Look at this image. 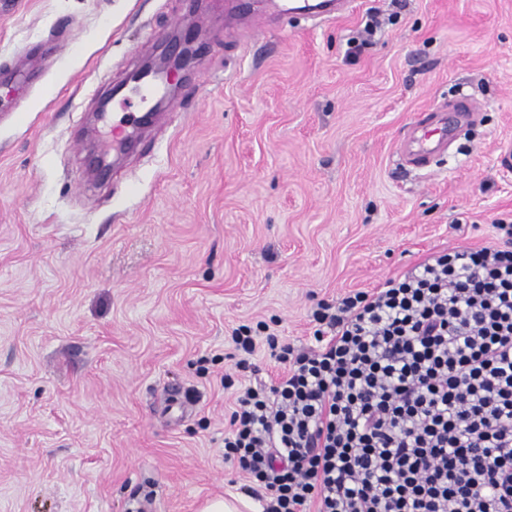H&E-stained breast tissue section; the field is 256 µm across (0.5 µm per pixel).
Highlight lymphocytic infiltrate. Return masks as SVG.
<instances>
[{
  "label": "lymphocytic infiltrate",
  "mask_w": 512,
  "mask_h": 512,
  "mask_svg": "<svg viewBox=\"0 0 512 512\" xmlns=\"http://www.w3.org/2000/svg\"><path fill=\"white\" fill-rule=\"evenodd\" d=\"M370 291L318 300L314 346L238 391L224 458L262 512H512V224Z\"/></svg>",
  "instance_id": "obj_1"
}]
</instances>
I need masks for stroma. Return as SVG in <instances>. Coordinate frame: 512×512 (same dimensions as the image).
I'll list each match as a JSON object with an SVG mask.
<instances>
[{
    "instance_id": "obj_1",
    "label": "stroma",
    "mask_w": 512,
    "mask_h": 512,
    "mask_svg": "<svg viewBox=\"0 0 512 512\" xmlns=\"http://www.w3.org/2000/svg\"><path fill=\"white\" fill-rule=\"evenodd\" d=\"M270 2L0 0V512L238 495L233 329L309 347L318 300L512 219V0H353L316 21ZM190 22L179 95L99 178L95 112L135 111L131 74ZM459 97L470 129L404 168L407 128ZM380 26L381 21L379 20L378 14L376 12L370 14L362 30L358 31L357 35L351 38L349 42V54L351 56H357L361 52L363 45L371 39Z\"/></svg>"
}]
</instances>
